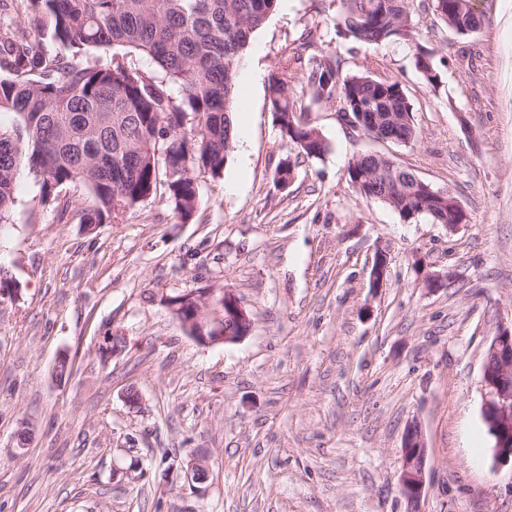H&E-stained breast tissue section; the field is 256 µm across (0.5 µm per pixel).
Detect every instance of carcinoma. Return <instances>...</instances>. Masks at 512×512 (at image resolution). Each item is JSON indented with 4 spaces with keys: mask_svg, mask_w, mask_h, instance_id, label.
<instances>
[{
    "mask_svg": "<svg viewBox=\"0 0 512 512\" xmlns=\"http://www.w3.org/2000/svg\"><path fill=\"white\" fill-rule=\"evenodd\" d=\"M279 0H26V10L65 53L53 57L19 34L0 35V219L14 205V186L28 169L41 205L57 209L62 189L85 187L94 205L82 224H121L129 212L161 196L188 219L198 202V177H221L236 137V77L253 34ZM337 33L370 45L414 43L416 0H339ZM434 19L471 37L487 23L470 0H430ZM100 55L89 61L92 51ZM150 58L149 73L127 62ZM434 51L417 47L414 67L426 87L442 83ZM312 103H333L358 130L359 113L374 112V140L408 144L418 137L406 86L378 61L344 69L312 35L284 51L269 78V101L283 137L308 158L329 145L297 118L295 88ZM362 196L388 205L404 223H448V199L411 169L384 154L362 155L347 168Z\"/></svg>",
    "mask_w": 512,
    "mask_h": 512,
    "instance_id": "1",
    "label": "carcinoma"
}]
</instances>
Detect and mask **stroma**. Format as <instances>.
<instances>
[{"label": "stroma", "instance_id": "1", "mask_svg": "<svg viewBox=\"0 0 512 512\" xmlns=\"http://www.w3.org/2000/svg\"><path fill=\"white\" fill-rule=\"evenodd\" d=\"M474 5L489 23L470 38L426 14L417 44L374 46L337 35L335 0H281L239 63L234 148L220 178L199 177L189 221L157 197L88 230L20 173L0 221V267L20 287L0 295V512H512V466L495 464L482 416L486 353L512 322V0ZM309 33L346 68L377 60L399 77L418 141L367 138L328 104L298 115L326 155L283 138L268 79ZM420 45L437 91L414 68ZM370 153L450 192L467 224H406L357 195L346 168ZM418 259L443 287H425ZM225 286L251 331L200 344L167 300ZM117 332L124 348L105 355ZM413 425L427 448L417 501L400 485ZM433 50L417 46L414 56V67L426 87L436 90L442 83L441 73L433 62Z\"/></svg>", "mask_w": 512, "mask_h": 512}]
</instances>
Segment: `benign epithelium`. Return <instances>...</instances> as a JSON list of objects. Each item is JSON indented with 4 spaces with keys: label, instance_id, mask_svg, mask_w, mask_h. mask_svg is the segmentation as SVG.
Returning a JSON list of instances; mask_svg holds the SVG:
<instances>
[{
    "label": "benign epithelium",
    "instance_id": "1",
    "mask_svg": "<svg viewBox=\"0 0 512 512\" xmlns=\"http://www.w3.org/2000/svg\"><path fill=\"white\" fill-rule=\"evenodd\" d=\"M224 305L231 314L248 318L246 308L229 288L224 289ZM184 329L192 331L194 340L207 345L233 344L242 340L240 336L224 335L219 317L208 326L200 322L195 329L186 322ZM494 350L497 351L499 366L495 373L483 372L486 389L483 418L495 441L494 460L498 464H505L512 463V384L507 383L512 377V325L499 328L494 337ZM425 461L424 438L421 431L413 426L404 437L401 473L402 491L411 498L418 499L423 495Z\"/></svg>",
    "mask_w": 512,
    "mask_h": 512
}]
</instances>
